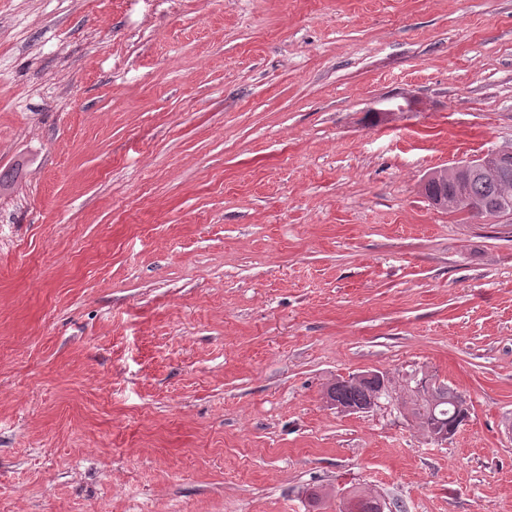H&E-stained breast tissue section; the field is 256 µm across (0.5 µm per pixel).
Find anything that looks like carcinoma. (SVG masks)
<instances>
[{
    "instance_id": "carcinoma-1",
    "label": "carcinoma",
    "mask_w": 512,
    "mask_h": 512,
    "mask_svg": "<svg viewBox=\"0 0 512 512\" xmlns=\"http://www.w3.org/2000/svg\"><path fill=\"white\" fill-rule=\"evenodd\" d=\"M465 182L471 206L468 209L457 207L448 200L444 209L450 213L491 218H509V211L500 212L498 206L505 200L512 201V160L501 166L481 167L474 170H450L438 178H430L423 186V193L430 201L438 199L445 190H453L456 182ZM329 391L340 403L359 406L374 397V390L368 387L349 385L341 380L330 384ZM408 404L424 430L446 419L454 412L462 413L460 421L468 417V408L460 394L451 388L431 387L416 389L409 395Z\"/></svg>"
}]
</instances>
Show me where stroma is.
I'll list each match as a JSON object with an SVG mask.
<instances>
[{
    "label": "stroma",
    "mask_w": 512,
    "mask_h": 512,
    "mask_svg": "<svg viewBox=\"0 0 512 512\" xmlns=\"http://www.w3.org/2000/svg\"><path fill=\"white\" fill-rule=\"evenodd\" d=\"M509 146L512 0H0V512H512ZM458 181H464L466 188L462 184L455 185L453 196L455 200L461 201L465 200L468 193L471 201L469 209L453 204L452 190ZM447 187L448 205L441 208L443 210L470 216L511 218V211L499 212L497 206L501 201H512V156L510 161L501 166L481 167L474 170H450L436 179L430 177L423 186V193L433 204L432 201L438 200ZM346 381H349L350 383L357 386L346 384L339 379L336 380V382L330 384L329 386V391L334 394L333 398L337 399L340 403L336 400L331 399L328 394L327 396L325 395L326 400L332 406L336 407V409L339 412L344 414L368 413L378 405L379 402L377 399H380L382 396H376L377 399L373 398V389L360 386L375 385L381 392L389 389V379L387 375L376 371L354 374L352 376H349V378H347ZM385 391L382 395L385 394ZM363 403L368 404L361 407H356L360 406ZM420 383V382H419ZM419 383L416 390L409 395L405 403L411 405L414 416L418 419L420 426L430 437L429 427L436 426L437 421L448 419L455 411L461 412L462 416L459 426L468 416V408L465 400L460 394L447 386V389L432 386L431 389H420ZM447 432L434 434L430 439L435 443H443L448 440ZM387 503L378 496L369 493H355L343 501L339 512H385Z\"/></svg>",
    "instance_id": "35a3bbf8"
}]
</instances>
